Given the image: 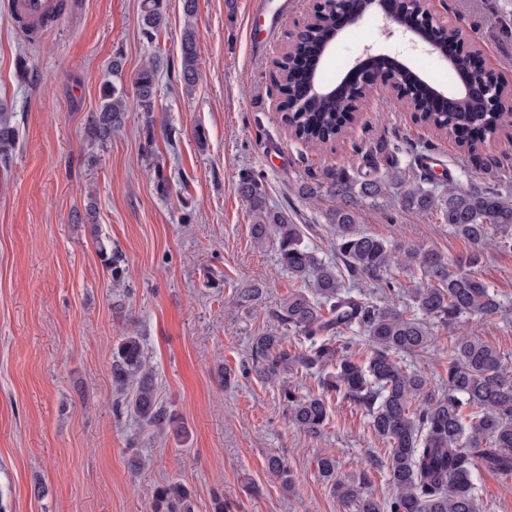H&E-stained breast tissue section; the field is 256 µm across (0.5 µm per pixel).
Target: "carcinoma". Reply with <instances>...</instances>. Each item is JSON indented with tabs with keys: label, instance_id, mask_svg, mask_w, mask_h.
<instances>
[{
	"label": "carcinoma",
	"instance_id": "cac0c4a2",
	"mask_svg": "<svg viewBox=\"0 0 512 512\" xmlns=\"http://www.w3.org/2000/svg\"><path fill=\"white\" fill-rule=\"evenodd\" d=\"M165 26L164 0H142L143 36L151 40ZM197 43L198 32L189 23L182 36L180 74L187 89L198 77ZM157 73L158 65L152 61L134 78L137 102L144 112L154 109ZM125 112L124 90L105 81L101 104L88 126L90 139L101 144L111 140L123 127ZM429 120L480 141L512 126V109L478 112L468 102L458 101L449 112L431 113ZM294 121L295 137L306 144H328L347 133L329 99L304 102ZM16 145V130L1 120L0 161L7 162ZM390 188L399 192L406 207L438 213L454 235L473 245L470 266L477 265L480 250L488 243L512 250V192L486 187L460 190L450 178L448 188L437 194L394 166L383 174L370 169L356 180L345 173L332 180L336 206L327 213L328 223L336 227L332 263L305 244L299 225L286 212L266 206L262 182L246 173L239 178V191L251 208L254 244L263 248L275 243L281 267L309 290L288 295L272 312L278 323L297 334V348H288L284 337L273 333L255 336L251 365L241 366L240 373L246 376L253 371L275 384L295 368L324 372L317 394L302 395L284 387L281 397L289 418L312 435L321 433L330 417V394L365 411L373 432L387 444L384 457L371 459V465L387 473L389 512H480L472 478L475 461L512 474V368L489 342L457 336L448 353V387L440 390L426 371L405 365L403 357L425 358L431 326L492 316L501 302L477 272L453 270L432 250L404 248L356 229L358 197H376ZM396 264L420 272L412 287L402 292L389 278ZM350 281H361L369 289L354 295ZM402 298L406 302L400 310ZM365 340L369 352L358 358L355 349ZM148 376L140 337H122L112 363V385L120 391L135 387L126 408L144 424L160 429L170 422V414ZM317 471L355 512H381V504L365 491L364 479L339 475L333 454L318 457ZM153 509L191 512L188 491L178 482L158 487Z\"/></svg>",
	"mask_w": 512,
	"mask_h": 512
}]
</instances>
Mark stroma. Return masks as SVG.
<instances>
[{"instance_id":"1","label":"stroma","mask_w":512,"mask_h":512,"mask_svg":"<svg viewBox=\"0 0 512 512\" xmlns=\"http://www.w3.org/2000/svg\"><path fill=\"white\" fill-rule=\"evenodd\" d=\"M287 19L250 13V0H198L186 17L167 0V26L146 41L142 0H75L40 42H30L0 11V106L19 141L0 167V512H153L157 486L173 480L193 512H213L220 492L230 512H353L320 480L317 458L332 452L347 477L366 476L375 500L390 496L384 470L370 467L385 443L365 413L331 399L321 436L292 425L278 385L249 375L225 383L246 363L254 336L287 335L271 311L301 284L277 262L274 246L252 242V216L238 192L241 173L260 176L268 206L302 226L319 257L335 260L328 186L338 173L396 164L418 175L421 156L439 161L434 189L512 188V128L467 152L416 122L396 91L366 99L348 135L324 146L288 133L275 59L313 15L315 0H293ZM444 21L466 29L486 69L512 87V0H428ZM198 39L200 79L179 76L186 24ZM397 57L430 84L448 62L386 37L380 15L346 26L321 72L339 84L365 47ZM123 58L127 112L106 144L87 135L114 54ZM34 81L15 76L19 58ZM159 64L153 111H142L133 79ZM364 233L431 249L450 264L472 247L436 213L420 214L385 193L363 199ZM110 247L100 253V244ZM476 271L503 309L439 326L421 360L434 383L448 378L454 337L478 336L512 363V252L485 250ZM258 301L240 304L248 285ZM140 338L154 389L175 420L157 430L130 412L112 386L113 346ZM281 459L292 480L269 472ZM481 512H512V475L476 467Z\"/></svg>"}]
</instances>
